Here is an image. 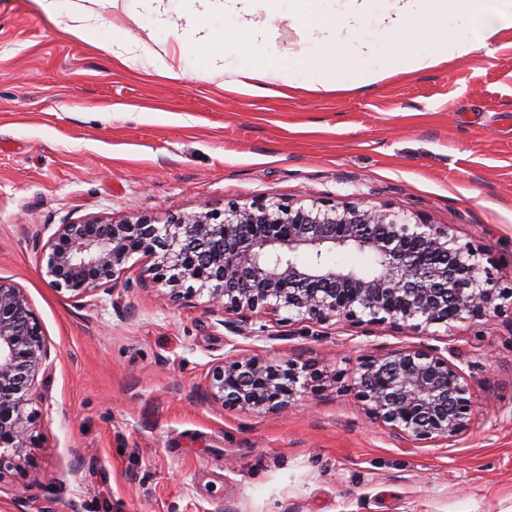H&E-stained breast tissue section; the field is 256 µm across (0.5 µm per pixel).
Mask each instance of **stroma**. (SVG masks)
<instances>
[{"mask_svg":"<svg viewBox=\"0 0 512 512\" xmlns=\"http://www.w3.org/2000/svg\"><path fill=\"white\" fill-rule=\"evenodd\" d=\"M96 24L173 42L120 9ZM262 199L448 225L512 287V33L366 87L332 74L317 91L246 92L124 65L33 0H0V277L50 345L36 446L0 477V512H512V313L425 337L338 319L237 327L135 267L79 299L45 275L51 225ZM419 343L463 371L473 413L456 441L404 448L355 380L368 357ZM237 357L311 365L325 388L285 412L225 408L209 374Z\"/></svg>","mask_w":512,"mask_h":512,"instance_id":"obj_1","label":"stroma"}]
</instances>
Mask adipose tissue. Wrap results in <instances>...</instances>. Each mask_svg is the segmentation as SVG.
Returning <instances> with one entry per match:
<instances>
[{"instance_id": "adipose-tissue-1", "label": "adipose tissue", "mask_w": 512, "mask_h": 512, "mask_svg": "<svg viewBox=\"0 0 512 512\" xmlns=\"http://www.w3.org/2000/svg\"><path fill=\"white\" fill-rule=\"evenodd\" d=\"M101 9H143L166 34H179V61L147 45L130 48L126 30H98L74 15L73 0H35L49 18L73 14L69 34L94 41L117 58L133 54L158 75L203 77L214 71L234 87L271 78L289 88L318 89L334 72L367 86L388 74L412 73L469 55L512 31V0H95ZM298 28L307 45L295 52L272 45L271 19ZM465 34L453 36L452 25Z\"/></svg>"}]
</instances>
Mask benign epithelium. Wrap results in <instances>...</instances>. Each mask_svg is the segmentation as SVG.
I'll return each instance as SVG.
<instances>
[{
  "instance_id": "7a95c632",
  "label": "benign epithelium",
  "mask_w": 512,
  "mask_h": 512,
  "mask_svg": "<svg viewBox=\"0 0 512 512\" xmlns=\"http://www.w3.org/2000/svg\"><path fill=\"white\" fill-rule=\"evenodd\" d=\"M43 249L50 284L76 298L116 282L139 254L151 262L140 277L168 287L173 300L205 295L211 311L241 322L284 312L285 322L343 319L421 333L489 319L512 298L484 265L485 253L459 244L447 225L359 204L265 199L222 213H173L162 223L136 214L119 222L89 218L58 225ZM337 251L364 253L372 264L327 263ZM49 357L25 290L0 278V479L35 445L26 406ZM311 382L306 366L242 358L216 365L209 391L228 408L286 411ZM356 388L369 414L401 441L450 443L468 429L469 385L436 348L373 356Z\"/></svg>"
}]
</instances>
